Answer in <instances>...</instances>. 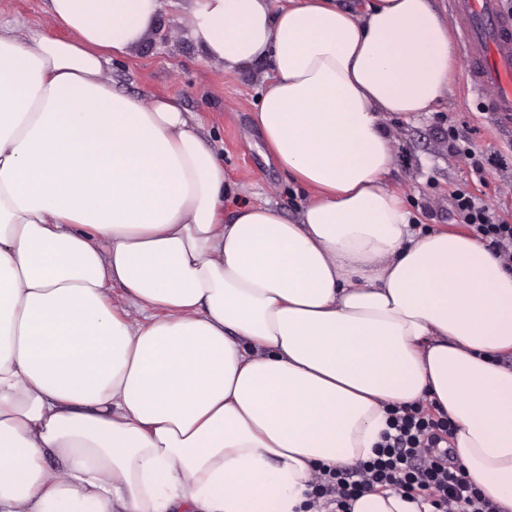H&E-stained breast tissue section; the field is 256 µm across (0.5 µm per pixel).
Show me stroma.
<instances>
[{
    "label": "stroma",
    "mask_w": 512,
    "mask_h": 512,
    "mask_svg": "<svg viewBox=\"0 0 512 512\" xmlns=\"http://www.w3.org/2000/svg\"><path fill=\"white\" fill-rule=\"evenodd\" d=\"M0 20L15 25L22 36L32 30L53 38L66 35L50 17L45 0H0ZM269 72L266 61L228 74L222 64L209 60L190 35L188 0H161L145 40L108 66L118 89L145 100L175 98L201 124L203 136L224 161L225 218H232L242 204L267 201L292 221L308 194L275 161L266 159L253 121ZM464 80L465 61L460 58L450 88L434 111L394 114L385 121L394 149L387 180L426 231L453 229L449 194L470 176L468 160L448 151L452 125L485 159L490 210L512 222V127L501 126L492 113L480 111L476 100L465 96Z\"/></svg>",
    "instance_id": "35a3bbf8"
}]
</instances>
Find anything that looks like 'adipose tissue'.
Returning <instances> with one entry per match:
<instances>
[{
    "mask_svg": "<svg viewBox=\"0 0 512 512\" xmlns=\"http://www.w3.org/2000/svg\"><path fill=\"white\" fill-rule=\"evenodd\" d=\"M47 6L68 38L0 24V512H305L418 400L512 512V272L386 181V114L454 73L431 0H191L205 56L271 64L253 117L308 192L293 222L225 219L188 113L110 84L159 0Z\"/></svg>",
    "mask_w": 512,
    "mask_h": 512,
    "instance_id": "adipose-tissue-1",
    "label": "adipose tissue"
}]
</instances>
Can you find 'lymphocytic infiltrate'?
<instances>
[{"instance_id": "lymphocytic-infiltrate-1", "label": "lymphocytic infiltrate", "mask_w": 512, "mask_h": 512, "mask_svg": "<svg viewBox=\"0 0 512 512\" xmlns=\"http://www.w3.org/2000/svg\"><path fill=\"white\" fill-rule=\"evenodd\" d=\"M450 198L455 222L465 225L512 270V223L490 212L475 182L458 186ZM386 415L388 429L372 456L347 467L324 469L310 492L313 500L334 505L335 512H350L353 501L365 492L393 489L427 502L431 512H499L466 470L441 449V442L455 430L447 413L417 401L389 406Z\"/></svg>"}]
</instances>
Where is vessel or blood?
Segmentation results:
<instances>
[{"label":"vessel or blood","instance_id":"obj_1","mask_svg":"<svg viewBox=\"0 0 512 512\" xmlns=\"http://www.w3.org/2000/svg\"><path fill=\"white\" fill-rule=\"evenodd\" d=\"M467 91L482 111L512 125V14L501 0H451Z\"/></svg>","mask_w":512,"mask_h":512}]
</instances>
